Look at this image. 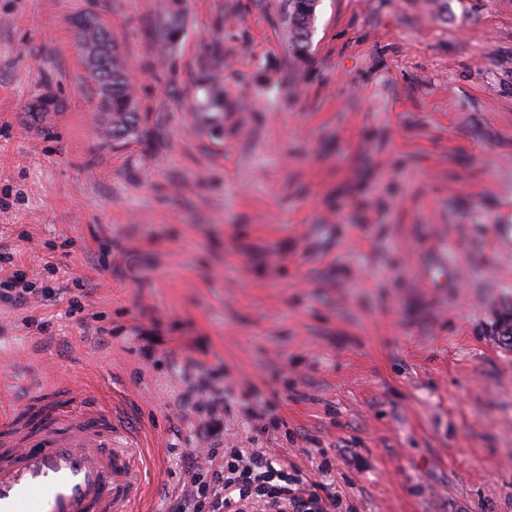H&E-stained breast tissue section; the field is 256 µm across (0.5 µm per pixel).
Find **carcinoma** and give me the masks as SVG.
Instances as JSON below:
<instances>
[{"mask_svg":"<svg viewBox=\"0 0 512 512\" xmlns=\"http://www.w3.org/2000/svg\"><path fill=\"white\" fill-rule=\"evenodd\" d=\"M317 5L318 0H288V25L292 50L295 52H303L310 46ZM75 23L84 35L94 41L101 40L103 34L107 36L108 43L102 46L97 63L87 64L88 74L95 83L97 107L106 116L102 131L104 139L123 143L138 138L142 115L136 106L126 63L116 44L95 15L80 14ZM202 84L208 94L206 106L210 109L220 108L222 89L213 72L208 71L203 75Z\"/></svg>","mask_w":512,"mask_h":512,"instance_id":"1","label":"carcinoma"}]
</instances>
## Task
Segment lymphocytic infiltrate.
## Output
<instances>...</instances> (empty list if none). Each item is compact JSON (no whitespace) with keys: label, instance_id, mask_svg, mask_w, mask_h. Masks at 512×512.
Wrapping results in <instances>:
<instances>
[{"label":"lymphocytic infiltrate","instance_id":"obj_1","mask_svg":"<svg viewBox=\"0 0 512 512\" xmlns=\"http://www.w3.org/2000/svg\"><path fill=\"white\" fill-rule=\"evenodd\" d=\"M330 496L308 487L288 471L285 460L256 450L242 454L228 448L207 478L191 476L184 484L177 512H329Z\"/></svg>","mask_w":512,"mask_h":512}]
</instances>
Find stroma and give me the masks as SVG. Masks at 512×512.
<instances>
[{
  "mask_svg": "<svg viewBox=\"0 0 512 512\" xmlns=\"http://www.w3.org/2000/svg\"><path fill=\"white\" fill-rule=\"evenodd\" d=\"M87 12L141 139L101 137ZM4 250L34 292L0 356L121 404L152 512L211 448L281 455L332 512H512V0H319L303 55L286 0H0Z\"/></svg>",
  "mask_w": 512,
  "mask_h": 512,
  "instance_id": "35a3bbf8",
  "label": "stroma"
}]
</instances>
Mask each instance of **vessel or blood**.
Segmentation results:
<instances>
[{"label":"vessel or blood","mask_w":512,"mask_h":512,"mask_svg":"<svg viewBox=\"0 0 512 512\" xmlns=\"http://www.w3.org/2000/svg\"><path fill=\"white\" fill-rule=\"evenodd\" d=\"M111 401L66 380L0 405V512H140L150 473Z\"/></svg>","instance_id":"obj_1"}]
</instances>
